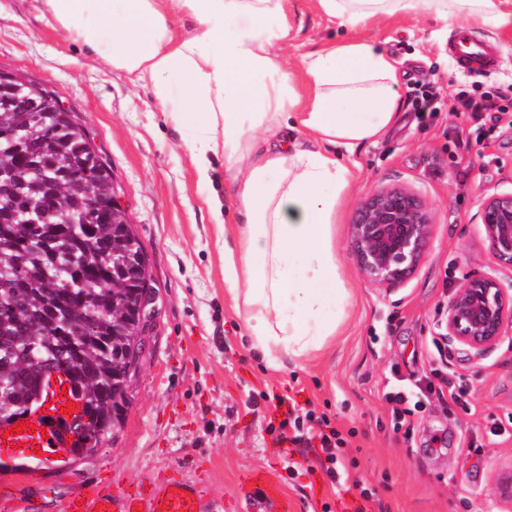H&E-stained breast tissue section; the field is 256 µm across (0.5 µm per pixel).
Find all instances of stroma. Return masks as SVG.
Instances as JSON below:
<instances>
[{"instance_id": "35a3bbf8", "label": "stroma", "mask_w": 512, "mask_h": 512, "mask_svg": "<svg viewBox=\"0 0 512 512\" xmlns=\"http://www.w3.org/2000/svg\"><path fill=\"white\" fill-rule=\"evenodd\" d=\"M473 35L499 49L487 74L459 71L453 35L424 12L371 21L364 36L402 62L401 115L359 149L362 177L340 210L336 246L353 298L331 347L301 364L269 366L224 301V238L207 199L224 198V160H212L201 189L181 134L151 87L135 84L92 49L74 42L44 0H0V71L54 92L75 112L102 159L152 279L144 352L129 372V406L98 449L69 460L6 461L0 512H67L94 487L120 498L164 479L205 490L212 512H264L237 497L243 472L269 471L291 512H512L499 483L512 475V328L475 355L445 336L448 303L466 277L498 269L482 224L485 199L512 193V26L478 25ZM338 22L295 0L294 30L281 53L295 68L311 45L345 38ZM434 83L444 107L419 119L408 89ZM497 93L500 111L458 109L456 94ZM419 194L432 215L427 250L392 288L365 279L352 247L359 205L383 187ZM448 369L464 402L432 399L411 437L396 433L383 394L401 379ZM312 407L343 434L350 480L373 494L337 493L314 455L278 443L267 430L275 410L264 396ZM501 435H492V426Z\"/></svg>"}]
</instances>
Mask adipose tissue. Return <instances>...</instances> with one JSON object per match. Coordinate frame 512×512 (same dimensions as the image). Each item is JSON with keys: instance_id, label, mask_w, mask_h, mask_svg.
I'll use <instances>...</instances> for the list:
<instances>
[{"instance_id": "obj_1", "label": "adipose tissue", "mask_w": 512, "mask_h": 512, "mask_svg": "<svg viewBox=\"0 0 512 512\" xmlns=\"http://www.w3.org/2000/svg\"><path fill=\"white\" fill-rule=\"evenodd\" d=\"M349 38L286 68L289 0H45L52 17L114 69L152 87L184 134L199 185L224 157V300L272 367L336 336L351 301L336 248L339 209L359 179L350 156L400 107L399 61L358 33L425 11L443 25L512 21V0H311Z\"/></svg>"}]
</instances>
